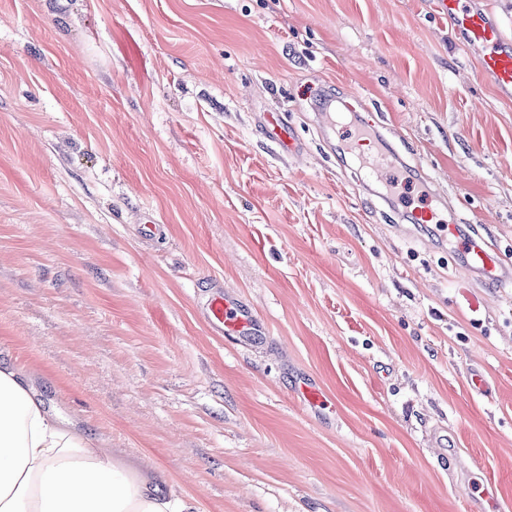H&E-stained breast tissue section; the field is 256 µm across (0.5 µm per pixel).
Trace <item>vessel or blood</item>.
I'll list each match as a JSON object with an SVG mask.
<instances>
[{"mask_svg": "<svg viewBox=\"0 0 512 512\" xmlns=\"http://www.w3.org/2000/svg\"><path fill=\"white\" fill-rule=\"evenodd\" d=\"M435 15L446 19L454 39L460 44L483 47L481 67L484 75L500 94H512V46L502 39L500 26L492 15L467 4L466 0H434ZM471 271L485 281L511 283L512 271L496 259L494 247L473 241L467 249ZM211 323L220 329L226 341L239 344L265 335L264 322L246 305L235 299L214 294L208 303Z\"/></svg>", "mask_w": 512, "mask_h": 512, "instance_id": "1", "label": "vessel or blood"}]
</instances>
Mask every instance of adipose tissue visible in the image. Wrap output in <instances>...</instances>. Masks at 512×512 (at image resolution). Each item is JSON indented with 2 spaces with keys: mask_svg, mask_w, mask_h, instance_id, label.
<instances>
[{
  "mask_svg": "<svg viewBox=\"0 0 512 512\" xmlns=\"http://www.w3.org/2000/svg\"><path fill=\"white\" fill-rule=\"evenodd\" d=\"M166 472L48 410L33 375L0 359V512H192Z\"/></svg>",
  "mask_w": 512,
  "mask_h": 512,
  "instance_id": "1",
  "label": "adipose tissue"
}]
</instances>
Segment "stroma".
Returning <instances> with one entry per match:
<instances>
[{
  "label": "stroma",
  "mask_w": 512,
  "mask_h": 512,
  "mask_svg": "<svg viewBox=\"0 0 512 512\" xmlns=\"http://www.w3.org/2000/svg\"><path fill=\"white\" fill-rule=\"evenodd\" d=\"M329 98L383 125L393 193ZM476 233L512 269V97L429 0H0V358L194 512H512ZM218 288L267 335L218 334Z\"/></svg>",
  "instance_id": "35a3bbf8"
}]
</instances>
